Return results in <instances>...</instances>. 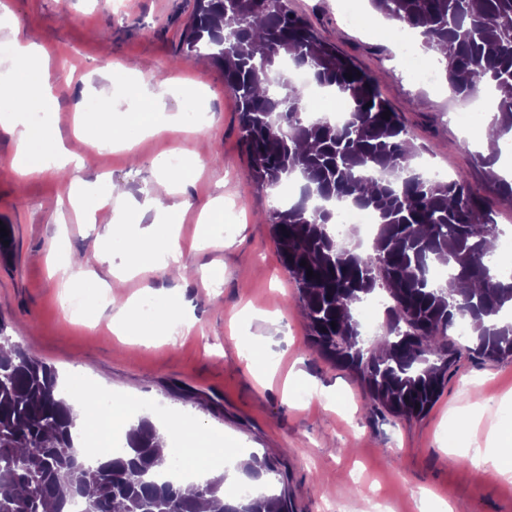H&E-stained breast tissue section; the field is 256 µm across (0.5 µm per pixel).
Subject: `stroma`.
Wrapping results in <instances>:
<instances>
[{"label": "stroma", "mask_w": 512, "mask_h": 512, "mask_svg": "<svg viewBox=\"0 0 512 512\" xmlns=\"http://www.w3.org/2000/svg\"><path fill=\"white\" fill-rule=\"evenodd\" d=\"M21 29L36 30L51 52L48 82L58 110V135L74 142L76 120L86 99L139 110L123 88L143 79L165 112L207 114L199 134L183 131L143 135L133 152L104 147L86 155L82 167L27 178L15 175L13 142L0 135V222L11 225L8 258H0V314L11 323L14 341L53 366L62 380L136 401L146 415L156 405L167 413L160 425L187 420L183 446L204 443L213 452L269 456L278 474L271 489L287 491L294 512H421V496L451 512H512V479L477 466L496 425L512 419V359L488 362L462 357L423 417L399 419L370 411L355 374L333 366L311 347L297 290L280 264L267 214L273 193L258 189L240 137L234 97L223 71L207 59L181 60L178 49L194 0H126L123 14L101 0H0ZM290 9L310 18L321 35L377 78L392 107L401 112L426 169L448 176L465 173L474 193L485 177L475 171L476 138L486 118L477 100L462 101L444 70L429 84L411 78L401 52L385 32L355 27L343 16L342 0H289ZM189 78L202 99L178 96L169 80ZM473 113L470 127L455 114ZM203 160L183 190L195 206L183 213L179 234L190 243L200 233L198 202L223 198L238 215L214 214L217 235L204 249L185 254L196 269L218 270L219 281L176 282L162 272L131 277L101 306V289L112 281V261L95 254L94 240L112 236L104 221H90L71 207L54 213L59 193L75 187L86 202L104 195L111 182L131 196L168 198L170 187L153 168L161 155ZM67 239V251L49 246ZM79 258L86 272L80 292L82 318L70 316L51 277L50 257ZM159 299L181 305L193 319L190 330L152 346L135 335L112 332V311L130 299ZM268 359L269 379L258 386L246 367L254 346ZM483 402L475 412L471 403Z\"/></svg>", "instance_id": "35a3bbf8"}]
</instances>
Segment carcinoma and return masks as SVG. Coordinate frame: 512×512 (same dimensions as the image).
Wrapping results in <instances>:
<instances>
[{
	"mask_svg": "<svg viewBox=\"0 0 512 512\" xmlns=\"http://www.w3.org/2000/svg\"><path fill=\"white\" fill-rule=\"evenodd\" d=\"M370 2L418 30L423 51L441 50L455 95L469 98L482 82L493 89L491 124L512 146V0ZM180 54L223 68L257 186L274 190L299 179L298 197L272 208L267 221L312 347L356 373L370 410L419 416L462 352L512 357V277L499 274L488 247L502 234L495 212L465 177L418 171L417 149L375 77L323 40L288 0H195ZM295 69L343 98L342 120L306 116L308 91L290 79ZM474 159L498 202L512 208V175L494 170L499 157L477 152ZM349 206L376 218L367 252L337 226ZM436 265L448 270L447 280L433 277ZM375 294L385 296L386 308L383 333L372 342L351 306ZM461 319L483 324L472 347L451 335ZM9 327L0 315V512H71L75 502L82 512H199L200 499L211 512H292L284 491L224 498L223 474L185 495L169 477L173 459L159 454L164 437L146 417L126 431L120 453L87 463L57 370L14 342ZM276 473L273 459L255 455L244 470L253 481Z\"/></svg>",
	"mask_w": 512,
	"mask_h": 512,
	"instance_id": "carcinoma-1",
	"label": "carcinoma"
}]
</instances>
